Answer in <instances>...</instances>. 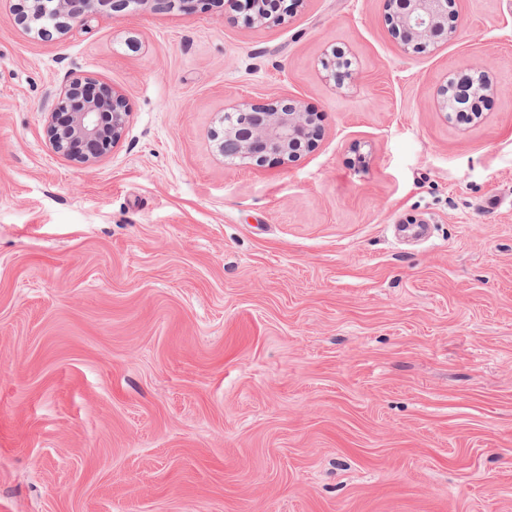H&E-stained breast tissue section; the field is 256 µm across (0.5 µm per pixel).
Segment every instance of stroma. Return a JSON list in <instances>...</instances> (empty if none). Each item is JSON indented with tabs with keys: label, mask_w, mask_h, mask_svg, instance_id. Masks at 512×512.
<instances>
[{
	"label": "stroma",
	"mask_w": 512,
	"mask_h": 512,
	"mask_svg": "<svg viewBox=\"0 0 512 512\" xmlns=\"http://www.w3.org/2000/svg\"><path fill=\"white\" fill-rule=\"evenodd\" d=\"M456 10L407 55L386 0L0 8V512H512V0ZM470 63L463 123L433 98ZM76 77L129 113L88 167L46 135ZM276 95L314 148L224 159L225 106ZM21 20L25 28L29 29V20H38L41 25L38 32L49 35L51 29L61 32L68 29L73 23L81 22L85 16L105 9L117 11L124 9L129 0H22ZM323 65L329 70L335 87H341L346 80L353 78L354 71L351 69V61L345 58L344 53L336 49L332 50V55L324 60Z\"/></svg>",
	"instance_id": "35a3bbf8"
}]
</instances>
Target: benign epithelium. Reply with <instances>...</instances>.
<instances>
[{
  "label": "benign epithelium",
  "instance_id": "obj_1",
  "mask_svg": "<svg viewBox=\"0 0 512 512\" xmlns=\"http://www.w3.org/2000/svg\"><path fill=\"white\" fill-rule=\"evenodd\" d=\"M388 22L407 53H425L455 31L459 14L453 9L455 0H388ZM129 0H24L22 24L38 20L43 35L61 32L85 16L105 9L125 8ZM244 21L248 25H264L269 17L263 13L262 0H248ZM323 65L334 85L341 87L353 78L351 61L332 50ZM85 83L73 79L57 94L49 112L46 134L54 151L78 165H92L108 155L120 142L128 123V112L121 95L104 92L94 98H83ZM495 92L490 80L464 86V93L474 104ZM317 136L316 115L297 100L274 97L260 102L243 101L225 109L224 129L218 144L226 159L263 164L275 156L289 161L312 147Z\"/></svg>",
  "mask_w": 512,
  "mask_h": 512
}]
</instances>
